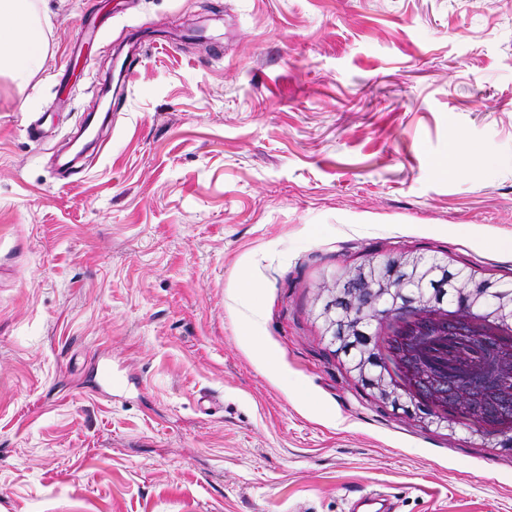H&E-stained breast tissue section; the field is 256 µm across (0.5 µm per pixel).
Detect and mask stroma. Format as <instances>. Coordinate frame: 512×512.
Returning a JSON list of instances; mask_svg holds the SVG:
<instances>
[{
  "instance_id": "obj_1",
  "label": "stroma",
  "mask_w": 512,
  "mask_h": 512,
  "mask_svg": "<svg viewBox=\"0 0 512 512\" xmlns=\"http://www.w3.org/2000/svg\"><path fill=\"white\" fill-rule=\"evenodd\" d=\"M41 8L0 80V512H512V450L377 401L315 319L406 251L512 279V0ZM6 20V21H4ZM49 21L35 0L0 1V78L25 87L43 69ZM372 493L353 495L350 510L353 512H391L393 507L388 499L373 496Z\"/></svg>"
}]
</instances>
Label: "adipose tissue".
Masks as SVG:
<instances>
[{
  "mask_svg": "<svg viewBox=\"0 0 512 512\" xmlns=\"http://www.w3.org/2000/svg\"><path fill=\"white\" fill-rule=\"evenodd\" d=\"M49 21L36 0H0V78L26 86L43 69Z\"/></svg>",
  "mask_w": 512,
  "mask_h": 512,
  "instance_id": "1",
  "label": "adipose tissue"
}]
</instances>
